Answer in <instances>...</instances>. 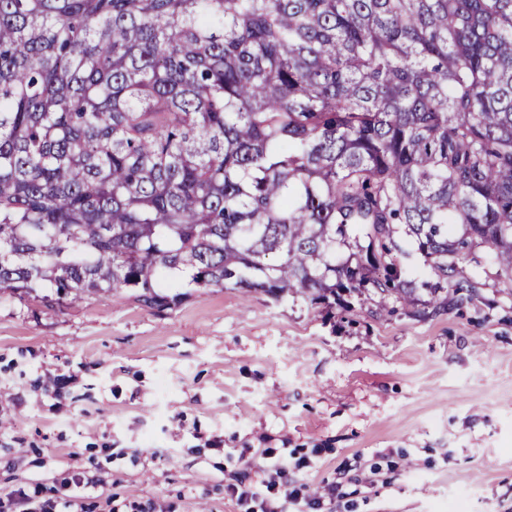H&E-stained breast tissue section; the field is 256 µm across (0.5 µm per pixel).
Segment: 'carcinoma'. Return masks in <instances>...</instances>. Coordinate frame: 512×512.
Wrapping results in <instances>:
<instances>
[{
	"label": "carcinoma",
	"mask_w": 512,
	"mask_h": 512,
	"mask_svg": "<svg viewBox=\"0 0 512 512\" xmlns=\"http://www.w3.org/2000/svg\"><path fill=\"white\" fill-rule=\"evenodd\" d=\"M481 248L512 272V0H0V293L424 314Z\"/></svg>",
	"instance_id": "1"
}]
</instances>
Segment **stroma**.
<instances>
[{"label": "stroma", "mask_w": 512, "mask_h": 512, "mask_svg": "<svg viewBox=\"0 0 512 512\" xmlns=\"http://www.w3.org/2000/svg\"><path fill=\"white\" fill-rule=\"evenodd\" d=\"M462 270L473 299L427 315L373 292L0 294V497L81 476L87 512H241L227 487L268 448L308 493L340 483L336 512H512V281Z\"/></svg>", "instance_id": "obj_1"}]
</instances>
